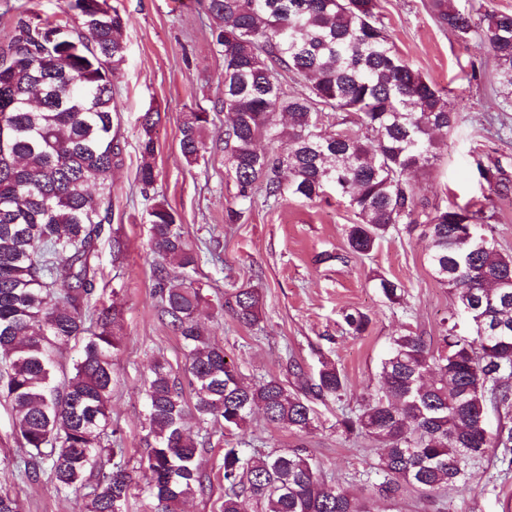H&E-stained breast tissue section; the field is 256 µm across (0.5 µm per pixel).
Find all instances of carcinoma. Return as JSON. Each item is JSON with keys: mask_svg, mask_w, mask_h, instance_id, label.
<instances>
[{"mask_svg": "<svg viewBox=\"0 0 512 512\" xmlns=\"http://www.w3.org/2000/svg\"><path fill=\"white\" fill-rule=\"evenodd\" d=\"M103 2L72 0L79 24L59 42L48 41L56 22L20 18L0 50V395L17 414L21 448L19 457L0 459V469L28 480L46 474L57 493L76 497L79 512H115L132 483L115 461L122 449L112 447L109 416L119 312L98 309L95 288L94 259L120 155L112 76L126 27L118 9ZM201 4L215 20L224 56L226 172L240 201L228 209V221L244 217L258 182L275 201H322L332 189L358 218L347 229L349 248L367 255L391 227L415 229L423 215L428 263L470 323L469 333L454 323L436 338L394 337L380 363L381 395L338 420L348 437L388 442L366 473L372 494L390 500L408 487L432 503L464 487L473 462L490 457L512 471V255L487 234L484 208L437 204L428 211L409 181L433 167L436 135L454 128L448 94L394 50L378 0ZM433 9L441 25L474 36L495 59L499 85L512 91V13L496 10L492 0H481L477 23L450 0H433ZM285 73L303 89L285 90ZM281 114L288 124L276 123ZM157 116H140L145 162L138 180L145 189L156 179L147 158L155 152ZM209 123L205 111L185 116L180 149L187 162L206 152ZM263 140L272 144L267 151L259 148ZM476 169L489 187L502 184L499 169L480 161ZM147 220L154 294L184 350L194 403L157 362L145 384L146 492L154 512H181L184 500L210 482L187 417L220 421L232 433L258 408L269 422L304 433L317 420L313 404L341 396L344 379L328 360L313 376L292 360L291 388L275 378L244 382L198 325L203 287L192 273L200 250L187 243L167 204L154 203ZM460 224L477 225L481 240L464 242ZM378 288L391 303L405 293L387 277ZM260 303L252 288L225 300L244 324L257 320ZM343 320L353 336L369 325L357 310ZM70 346L78 356L67 371L59 354ZM489 408L500 420L494 430L484 429ZM246 493L262 512H370L341 485L322 481L302 449H224L222 512H242ZM0 512H24L9 489L0 488Z\"/></svg>", "mask_w": 512, "mask_h": 512, "instance_id": "carcinoma-1", "label": "carcinoma"}]
</instances>
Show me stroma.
<instances>
[{
	"label": "stroma",
	"instance_id": "35a3bbf8",
	"mask_svg": "<svg viewBox=\"0 0 512 512\" xmlns=\"http://www.w3.org/2000/svg\"><path fill=\"white\" fill-rule=\"evenodd\" d=\"M125 16L124 57L115 67L114 92L120 112L121 161L110 180V222L99 243L96 281L105 305L120 312L121 345L113 355L112 426L115 445L133 472L127 512H153L143 490L148 422L144 382L155 360L166 361L173 377L186 381L181 344L159 316L151 281L147 211L158 201L179 216L187 242L203 251L197 278L205 301L198 323L222 346L245 382L288 380L290 361L314 372L319 357L335 362L344 378L340 399L318 405L319 418L304 434L270 424L254 411L245 431L224 432L217 422L188 420L194 439H206L199 461L211 478L205 492L186 500L183 512H221L224 451L250 444L261 451L304 447L329 484L370 502L371 512H504L512 504V476L498 477L491 462L469 467L466 487L449 491L443 504L422 506L412 489L393 500L375 499L363 474L382 452L379 441L352 443L337 422L358 411L379 388V365L391 337L417 332L439 336L456 303L439 285L427 262V243L405 225L368 255L352 252L346 230L356 217L346 201L329 197L306 202L287 197L254 204L242 220L227 223L236 187L228 179L224 154V56L214 22L198 0H111ZM431 0H379V19L399 54L448 94L457 121L442 144L441 162L413 184L427 204L480 207L487 194L473 169L474 157L499 167L507 184L495 198L489 221L500 249L512 252V97L496 90L494 61L474 39H462L435 18ZM70 22L69 0H0V47L8 43L19 16ZM210 114L208 150L187 163L180 149L186 113ZM156 110L153 132L156 181L142 192L139 117ZM124 249L113 254L112 240ZM404 283L403 304H389L375 286V274ZM237 288L256 289L262 298L257 322L240 324L222 305ZM370 318L366 333H346L343 313ZM0 485L17 493L24 512H78L74 497L55 494L46 478L20 482L0 472Z\"/></svg>",
	"mask_w": 512,
	"mask_h": 512
}]
</instances>
